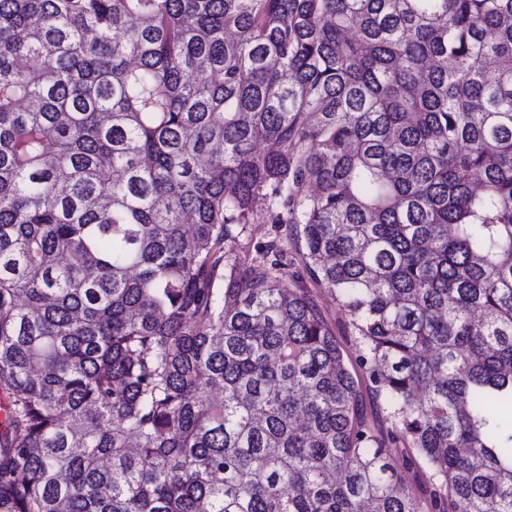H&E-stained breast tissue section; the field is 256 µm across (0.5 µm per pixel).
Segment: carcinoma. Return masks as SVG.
Returning <instances> with one entry per match:
<instances>
[{
  "mask_svg": "<svg viewBox=\"0 0 512 512\" xmlns=\"http://www.w3.org/2000/svg\"><path fill=\"white\" fill-rule=\"evenodd\" d=\"M0 394V512H512V0H0ZM308 285L314 292L315 299L324 311L328 320L330 323H332L333 326L336 327V335L343 343L345 352L354 358L356 353L355 346H353L352 336H341L346 320L344 313L338 308L336 303H334L330 297L327 296L326 293H323V291L319 290L318 288H313L310 284Z\"/></svg>",
  "mask_w": 512,
  "mask_h": 512,
  "instance_id": "obj_1",
  "label": "carcinoma"
}]
</instances>
